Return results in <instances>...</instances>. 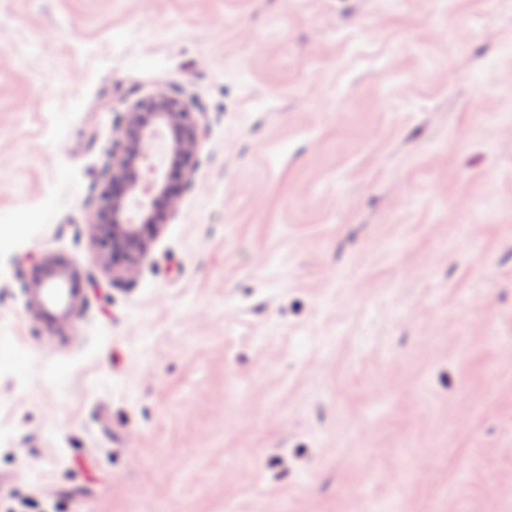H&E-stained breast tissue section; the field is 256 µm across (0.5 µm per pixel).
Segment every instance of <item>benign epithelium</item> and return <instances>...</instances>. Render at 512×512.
<instances>
[{
  "mask_svg": "<svg viewBox=\"0 0 512 512\" xmlns=\"http://www.w3.org/2000/svg\"><path fill=\"white\" fill-rule=\"evenodd\" d=\"M163 133L166 154L191 173L200 145V124L180 99L157 91L131 106L112 152L111 176L116 191L103 195L92 223L112 227V251H129V259L145 254L148 239L168 223L177 207L160 165L154 163L156 134ZM65 273L50 269L35 285H25L37 305L45 292L60 288Z\"/></svg>",
  "mask_w": 512,
  "mask_h": 512,
  "instance_id": "1",
  "label": "benign epithelium"
}]
</instances>
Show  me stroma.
<instances>
[{
    "mask_svg": "<svg viewBox=\"0 0 512 512\" xmlns=\"http://www.w3.org/2000/svg\"><path fill=\"white\" fill-rule=\"evenodd\" d=\"M161 88L198 164L113 275L91 214ZM50 266L70 314L23 289ZM10 493L512 512V0H0Z\"/></svg>",
    "mask_w": 512,
    "mask_h": 512,
    "instance_id": "stroma-1",
    "label": "stroma"
}]
</instances>
